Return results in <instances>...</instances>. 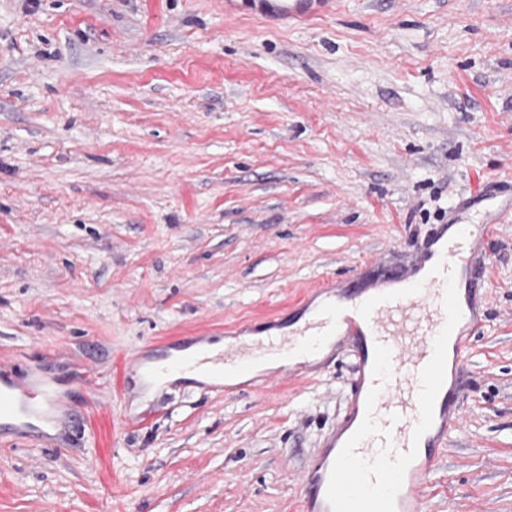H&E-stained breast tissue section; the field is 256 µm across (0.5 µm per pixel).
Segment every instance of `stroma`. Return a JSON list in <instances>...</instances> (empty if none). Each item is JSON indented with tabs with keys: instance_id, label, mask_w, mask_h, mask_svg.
I'll list each match as a JSON object with an SVG mask.
<instances>
[{
	"instance_id": "35a3bbf8",
	"label": "stroma",
	"mask_w": 512,
	"mask_h": 512,
	"mask_svg": "<svg viewBox=\"0 0 512 512\" xmlns=\"http://www.w3.org/2000/svg\"><path fill=\"white\" fill-rule=\"evenodd\" d=\"M512 185V0H343L271 26L224 0H0V366L51 440L0 434V512H303L350 353L236 394L154 361L408 265ZM482 276L462 424L429 512H512V218Z\"/></svg>"
}]
</instances>
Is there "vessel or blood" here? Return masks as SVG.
<instances>
[{
  "label": "vessel or blood",
  "instance_id": "obj_1",
  "mask_svg": "<svg viewBox=\"0 0 512 512\" xmlns=\"http://www.w3.org/2000/svg\"><path fill=\"white\" fill-rule=\"evenodd\" d=\"M251 10L282 22L306 23L337 12L341 0H248ZM480 192L459 203L449 224L424 242L414 262L391 280H324L315 294L329 303L319 318L277 347L285 373L316 363L326 337L356 349L346 412L302 473L305 512H427V482L437 448L459 427L456 394L474 332L485 315L483 283L474 268L494 234V218L468 233ZM267 345L236 336L214 357L171 360L167 369L208 366L250 373ZM12 386H0V422L33 415Z\"/></svg>",
  "mask_w": 512,
  "mask_h": 512
}]
</instances>
